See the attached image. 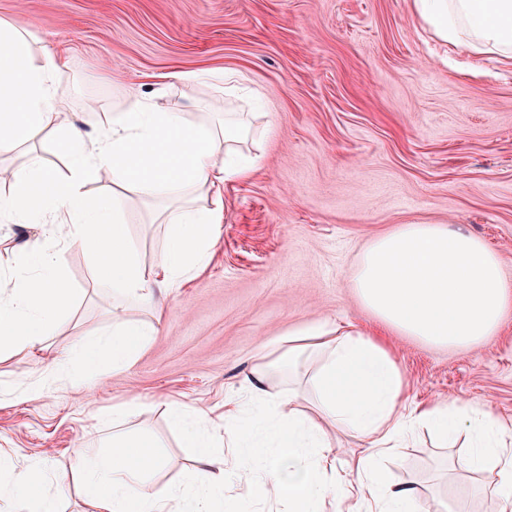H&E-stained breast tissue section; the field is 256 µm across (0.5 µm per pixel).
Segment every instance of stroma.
I'll use <instances>...</instances> for the list:
<instances>
[{
	"instance_id": "1",
	"label": "stroma",
	"mask_w": 512,
	"mask_h": 512,
	"mask_svg": "<svg viewBox=\"0 0 512 512\" xmlns=\"http://www.w3.org/2000/svg\"><path fill=\"white\" fill-rule=\"evenodd\" d=\"M0 18L35 34V62L65 53L64 117L90 140L134 95L210 121V90L172 82L174 73L232 72L262 100L258 109L234 104L249 115L243 149L259 166L225 183L210 259L169 295L137 361L88 388L71 369L34 397L0 399V455L14 465L61 468L102 450L114 429L100 414L129 403L122 432L150 429L163 458L154 483L181 481L193 451L170 425L168 404L221 425L225 398L239 394L263 344L320 320L374 328L350 280L362 245L397 225L464 228L512 279V67L440 47L412 0H0ZM128 206L141 266L153 274L164 227L149 223L136 195ZM65 276L76 291L70 315L38 350L0 354V383L50 373L74 344L110 326L112 301L85 252L68 253ZM388 343L407 404L452 394L512 421V314L469 351L397 335ZM451 455L422 430L384 466L418 484V512H437L447 495L468 497L479 512L487 497Z\"/></svg>"
}]
</instances>
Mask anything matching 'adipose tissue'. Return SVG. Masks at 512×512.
Instances as JSON below:
<instances>
[{
  "instance_id": "adipose-tissue-1",
  "label": "adipose tissue",
  "mask_w": 512,
  "mask_h": 512,
  "mask_svg": "<svg viewBox=\"0 0 512 512\" xmlns=\"http://www.w3.org/2000/svg\"><path fill=\"white\" fill-rule=\"evenodd\" d=\"M423 24L447 46L512 60V0H413ZM32 33L0 18V153L34 142L62 140L68 174L59 177L31 155L0 194V222L38 224L56 247L24 242L0 265V348L31 350L73 306L63 276L70 249L93 259L98 286L117 303L101 337L72 347L66 361L82 370L130 367L157 333L155 322L122 316V301L159 309L163 294L181 287L209 258L223 222L221 209L199 206V189L246 178L256 160L243 156L249 123L237 112L216 128L189 113L163 111L145 99L129 101L94 143L61 122L58 81L65 57L32 61ZM112 177L111 198L88 201L83 187L101 171ZM163 201L167 246L154 276H145L124 215V195ZM359 302L383 333L418 339L435 349L464 351L494 335L512 314V281L482 240L444 224H403L371 238L352 276ZM282 358L303 368L306 397L271 389L273 364L260 360L245 380L256 411L224 402L223 430H204L183 404L169 406L171 423L195 450L189 491L151 487L154 464L147 435H113L109 448L83 459L68 475L79 481L87 512H224V491L236 483V502L261 495L277 512H416L415 483L389 482L382 457L398 455L408 435L428 428L439 447L464 441L462 464L495 477L496 512H512V426L456 396L431 407L405 408V378L379 339L324 320L285 334ZM365 442L345 466L331 454L329 429ZM233 448L232 459L217 441ZM44 464L34 460L0 480V512H58L44 488Z\"/></svg>"
}]
</instances>
